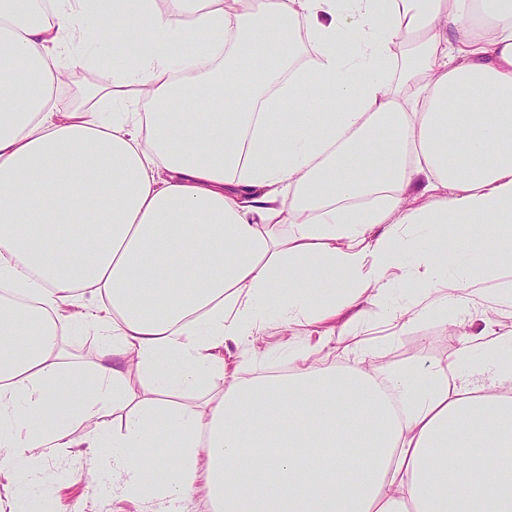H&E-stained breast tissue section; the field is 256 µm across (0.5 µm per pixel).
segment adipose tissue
I'll use <instances>...</instances> for the list:
<instances>
[{
	"mask_svg": "<svg viewBox=\"0 0 512 512\" xmlns=\"http://www.w3.org/2000/svg\"><path fill=\"white\" fill-rule=\"evenodd\" d=\"M113 53L111 110L60 108L66 66ZM511 270L512 0H0L11 512H52L34 478L59 446L111 449L127 493L203 485L213 512H512ZM272 313L323 338L344 317L356 362L315 347L244 379L218 351ZM378 314L442 320L450 353L378 369ZM206 377L201 403L152 399ZM164 433L177 455L143 456ZM63 342L66 350L63 349L65 357L62 363L65 369L85 368L97 347V340L93 334L76 339L66 336Z\"/></svg>",
	"mask_w": 512,
	"mask_h": 512,
	"instance_id": "ef3b65f1",
	"label": "adipose tissue"
}]
</instances>
